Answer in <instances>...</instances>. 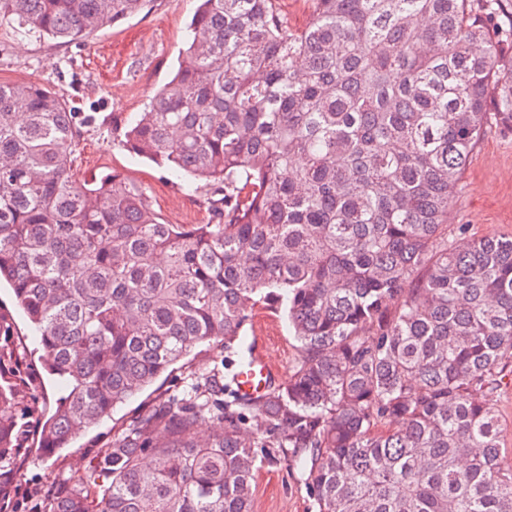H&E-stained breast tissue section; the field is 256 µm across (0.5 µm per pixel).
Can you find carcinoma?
I'll use <instances>...</instances> for the list:
<instances>
[{
	"label": "carcinoma",
	"instance_id": "1",
	"mask_svg": "<svg viewBox=\"0 0 512 512\" xmlns=\"http://www.w3.org/2000/svg\"><path fill=\"white\" fill-rule=\"evenodd\" d=\"M148 0H0L69 43ZM502 0H199L173 78L126 147L223 192L205 224H163L117 171L75 177L91 116L0 83V281L64 394L37 415L0 313V482L36 425L46 458L258 308L298 342L260 397L206 366L54 483L45 512H253L285 464L318 512H512L495 402L512 377V236L448 218L476 142L512 123ZM223 363V366L230 365ZM216 420L199 435L197 421ZM288 12V22L295 27H302L313 10L312 0H284Z\"/></svg>",
	"mask_w": 512,
	"mask_h": 512
}]
</instances>
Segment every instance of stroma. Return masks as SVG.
Listing matches in <instances>:
<instances>
[{
  "label": "stroma",
  "instance_id": "stroma-1",
  "mask_svg": "<svg viewBox=\"0 0 512 512\" xmlns=\"http://www.w3.org/2000/svg\"><path fill=\"white\" fill-rule=\"evenodd\" d=\"M196 6V0H151L140 14L71 44L36 35L20 37L14 23L0 19V82L23 76L43 83L93 118L83 127L72 157L77 178L88 180L120 171L143 190L165 224L206 223L213 190L203 185L189 192L167 169L131 154L124 146L125 131L130 116L145 111L154 90L170 80ZM462 183L464 192L449 217L450 224L465 225L471 237L512 235V127L494 124L485 131L473 149ZM0 313L11 319L15 339L27 355L40 410L53 411L61 391L44 371V353L37 337L5 286L0 288ZM260 325L266 330L278 377L286 379L297 342L272 310L256 311L245 327L246 336H253ZM224 356L223 344H202L174 365L169 376L115 407L71 448L48 459L35 451L25 455L10 486L15 512H42L49 480H77L85 464L139 414L158 398L178 393L191 374ZM254 512H317V507L295 470L265 465L256 477Z\"/></svg>",
  "mask_w": 512,
  "mask_h": 512
}]
</instances>
